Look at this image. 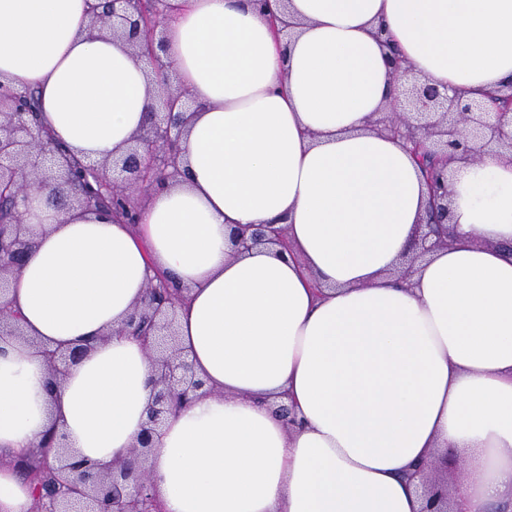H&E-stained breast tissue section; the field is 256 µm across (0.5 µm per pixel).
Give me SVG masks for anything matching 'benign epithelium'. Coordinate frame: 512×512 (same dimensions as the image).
<instances>
[{
    "label": "benign epithelium",
    "mask_w": 512,
    "mask_h": 512,
    "mask_svg": "<svg viewBox=\"0 0 512 512\" xmlns=\"http://www.w3.org/2000/svg\"><path fill=\"white\" fill-rule=\"evenodd\" d=\"M164 6L166 0H102L93 6L89 36L97 38L109 31L124 38L138 55L151 60L164 93L120 156L82 165L84 177L92 178L95 186L91 197L78 185L74 157L43 137L37 113L29 107V94L0 85V188L8 186L12 202L11 218L0 222V293L35 246L18 210L19 200L31 192L47 193L58 209L98 211L101 204L112 202L132 221L157 185L178 181L179 143L189 121L191 97L183 89L171 88L169 65L159 54L163 40L157 29L165 17ZM498 97L499 106L489 111L480 102L465 101L455 91L442 92L420 79L406 89V99L393 101L374 125L373 131L403 141L414 156L423 151L433 160L425 169L427 221L419 225L415 252L405 257L406 264L412 266L433 249L448 245L443 228L451 215L448 164L478 162L489 150L512 163V137L504 134V128L512 126V83L498 90ZM232 242L237 250L269 244L289 248L286 228L275 224L241 225ZM182 300L183 289L171 287L166 276L158 274L117 329L141 339L153 368L147 419L129 449V459L102 466L68 452L60 435L44 438L31 455L42 460L54 482L34 487L36 512H163L148 468L154 436L168 415L212 393L176 344V311ZM4 335L23 332L17 313L1 301L0 336ZM88 352L86 345L45 351L53 379H61L63 368L80 362ZM418 473L422 512H457L448 479L437 475L435 464L421 465Z\"/></svg>",
    "instance_id": "benign-epithelium-1"
}]
</instances>
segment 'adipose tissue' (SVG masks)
Segmentation results:
<instances>
[{"mask_svg":"<svg viewBox=\"0 0 512 512\" xmlns=\"http://www.w3.org/2000/svg\"><path fill=\"white\" fill-rule=\"evenodd\" d=\"M95 2L0 0V81L98 160L159 85L125 42L87 38ZM170 2L162 59L198 102L179 181L134 226L19 205L42 233L7 297L28 340L0 336V512H31L16 461L50 427L99 464L125 455L152 367L114 330L159 272L184 290L180 345L213 389L155 439L164 512H420L405 475L451 448L474 473L456 506L512 505V164L454 166L452 245L396 276L427 188L370 130L397 92L378 28L411 73L476 98L512 82V0H288L285 40L251 0ZM244 224L285 225L289 251L233 252ZM82 344L50 391L45 350Z\"/></svg>","mask_w":512,"mask_h":512,"instance_id":"obj_1","label":"adipose tissue"}]
</instances>
